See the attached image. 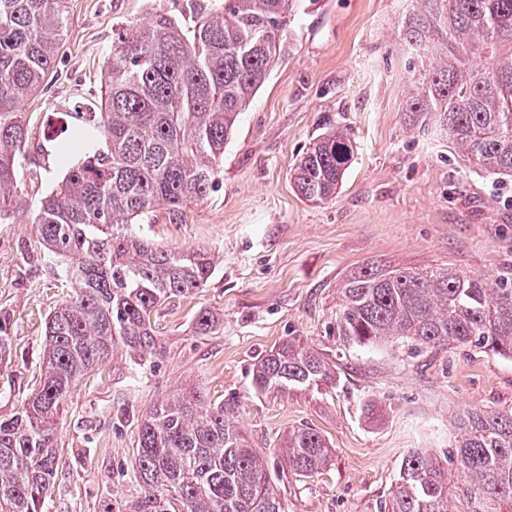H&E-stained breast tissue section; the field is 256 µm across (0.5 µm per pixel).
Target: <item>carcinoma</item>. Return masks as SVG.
<instances>
[{
	"instance_id": "obj_1",
	"label": "carcinoma",
	"mask_w": 512,
	"mask_h": 512,
	"mask_svg": "<svg viewBox=\"0 0 512 512\" xmlns=\"http://www.w3.org/2000/svg\"><path fill=\"white\" fill-rule=\"evenodd\" d=\"M299 0H224L184 27L167 12L117 33L105 60L99 112H71L65 135L47 133L62 180L33 223L54 271L71 286L49 315L42 373L29 397L0 418V512H43L58 475L57 424L83 378L116 349L138 366L162 356L152 313L190 295L215 272L205 249L177 250L132 230L159 210L203 200L218 184L236 122L267 82ZM405 40L431 36L439 62L423 54L406 101L413 125L434 123L473 168L512 180V0H419ZM67 0H0V209L16 180L27 129L19 106L53 70L66 30ZM487 60L473 67L472 57ZM106 149L73 157L90 131ZM353 158L340 127L312 142L291 173L311 203L336 197ZM343 344L389 341L426 349L474 347L512 359V278L451 267H388L348 276L338 288ZM339 381L334 362L298 340L257 364L259 392L317 391ZM448 444L454 473L414 448L401 462L390 512H512V410L462 408ZM288 469L307 475L332 449L312 428L288 431ZM141 496L121 512H286L265 462L224 404L192 390L143 416L133 449Z\"/></svg>"
}]
</instances>
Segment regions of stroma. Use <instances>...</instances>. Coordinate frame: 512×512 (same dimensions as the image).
<instances>
[{"instance_id":"1","label":"stroma","mask_w":512,"mask_h":512,"mask_svg":"<svg viewBox=\"0 0 512 512\" xmlns=\"http://www.w3.org/2000/svg\"><path fill=\"white\" fill-rule=\"evenodd\" d=\"M218 0H70L68 30L43 90L22 106L29 147L0 220V417L12 414L40 373L44 323L70 292L49 272L34 214L65 171L49 128L99 102L114 34L169 11L184 25ZM415 0H300L284 56L241 115L219 183L185 210L158 213L139 234L177 249H208L206 288L158 307L164 355L139 369L124 352L81 382L58 429V478L48 512H119L138 496L137 427L153 403L198 389L224 403L263 452L288 512H388L406 453L448 450L449 417L469 404L512 409V360L475 349L432 352L393 344L343 346L337 289L365 267L453 266L490 277L512 270V183L463 166L444 132L415 131L406 110L417 51L402 21ZM343 127L354 156L334 199L313 205L289 173L312 140ZM209 311L216 331L197 334ZM289 339L331 358L326 393L255 392L256 362ZM311 427L333 449L307 476L284 475L274 447Z\"/></svg>"}]
</instances>
